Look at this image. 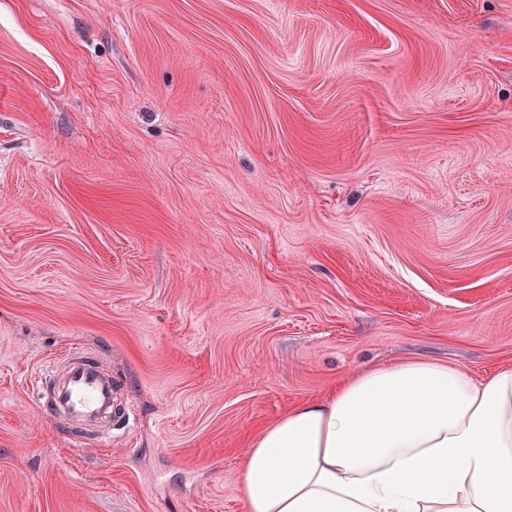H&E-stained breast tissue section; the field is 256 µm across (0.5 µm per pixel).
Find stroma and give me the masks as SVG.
<instances>
[{
	"instance_id": "1",
	"label": "stroma",
	"mask_w": 512,
	"mask_h": 512,
	"mask_svg": "<svg viewBox=\"0 0 512 512\" xmlns=\"http://www.w3.org/2000/svg\"><path fill=\"white\" fill-rule=\"evenodd\" d=\"M84 351L98 442L36 396ZM417 356L512 365V0H0V512H244Z\"/></svg>"
}]
</instances>
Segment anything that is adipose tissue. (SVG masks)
<instances>
[{"instance_id": "ef3b65f1", "label": "adipose tissue", "mask_w": 512, "mask_h": 512, "mask_svg": "<svg viewBox=\"0 0 512 512\" xmlns=\"http://www.w3.org/2000/svg\"><path fill=\"white\" fill-rule=\"evenodd\" d=\"M245 512H512V366L394 361L253 439Z\"/></svg>"}]
</instances>
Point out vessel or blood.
<instances>
[{"instance_id": "b4317fda", "label": "vessel or blood", "mask_w": 512, "mask_h": 512, "mask_svg": "<svg viewBox=\"0 0 512 512\" xmlns=\"http://www.w3.org/2000/svg\"><path fill=\"white\" fill-rule=\"evenodd\" d=\"M59 376L44 372L53 386L44 398L49 408L67 426L91 432L111 426L117 417L116 383L98 357L70 355L62 359Z\"/></svg>"}]
</instances>
